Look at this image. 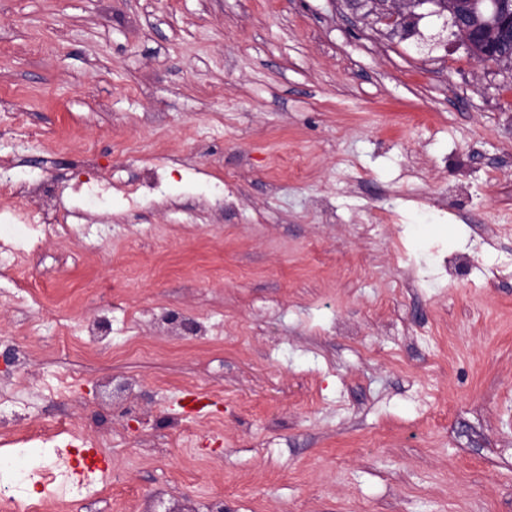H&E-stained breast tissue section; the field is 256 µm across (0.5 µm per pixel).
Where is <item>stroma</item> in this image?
I'll return each mask as SVG.
<instances>
[{"label":"stroma","instance_id":"obj_1","mask_svg":"<svg viewBox=\"0 0 512 512\" xmlns=\"http://www.w3.org/2000/svg\"><path fill=\"white\" fill-rule=\"evenodd\" d=\"M0 161L83 213L0 277L7 442L111 441L46 512H512V70L351 0H0Z\"/></svg>","mask_w":512,"mask_h":512}]
</instances>
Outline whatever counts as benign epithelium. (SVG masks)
<instances>
[{
    "mask_svg": "<svg viewBox=\"0 0 512 512\" xmlns=\"http://www.w3.org/2000/svg\"><path fill=\"white\" fill-rule=\"evenodd\" d=\"M380 8L375 10L378 21L394 29L410 33L416 31L423 17H441V0H375ZM493 17L480 29L465 26L456 16L457 0H448V12L453 14L458 27L457 38L478 60L512 70V59L493 53L498 42L512 40V14L501 8L500 0L492 2Z\"/></svg>",
    "mask_w": 512,
    "mask_h": 512,
    "instance_id": "obj_1",
    "label": "benign epithelium"
}]
</instances>
